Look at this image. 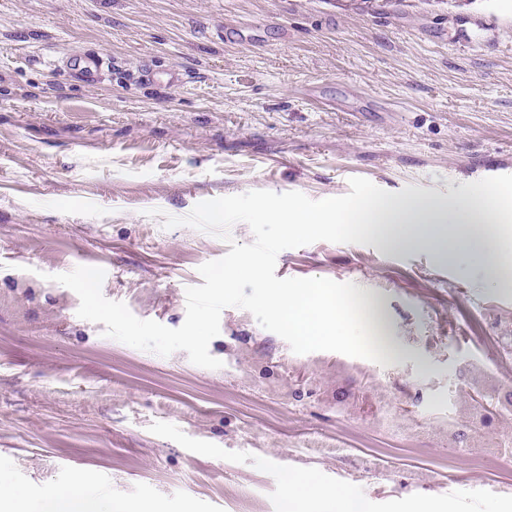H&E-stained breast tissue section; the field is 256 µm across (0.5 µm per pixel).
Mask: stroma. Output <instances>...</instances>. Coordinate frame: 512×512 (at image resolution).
I'll return each mask as SVG.
<instances>
[{
    "label": "stroma",
    "instance_id": "obj_1",
    "mask_svg": "<svg viewBox=\"0 0 512 512\" xmlns=\"http://www.w3.org/2000/svg\"><path fill=\"white\" fill-rule=\"evenodd\" d=\"M85 49L112 56L99 84L53 67ZM147 64L184 84L128 81ZM353 177L457 200L512 186V0H0V469L27 499L79 475L158 512H280L283 472L306 470L369 512H512L491 446L512 413L489 431L468 399L512 390V286L479 267L372 240L284 250L276 277L379 302L383 363L296 354L229 307L214 370L106 337L53 280L106 268L105 298L179 328L199 267L253 233L165 216L253 190L338 197Z\"/></svg>",
    "mask_w": 512,
    "mask_h": 512
}]
</instances>
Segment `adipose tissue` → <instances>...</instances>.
Listing matches in <instances>:
<instances>
[{
    "label": "adipose tissue",
    "mask_w": 512,
    "mask_h": 512,
    "mask_svg": "<svg viewBox=\"0 0 512 512\" xmlns=\"http://www.w3.org/2000/svg\"><path fill=\"white\" fill-rule=\"evenodd\" d=\"M273 219L288 236L311 237L326 228L363 235L388 249L420 247L452 264L479 260L493 284H501L512 266V192L474 188L462 201L454 199L381 197L372 193L353 201L333 203L317 211L301 205L258 212ZM282 512H359L349 488L323 487L314 474L294 471L285 481ZM0 512H151L148 505L118 501L98 492L81 478L71 489L47 493L31 507L24 492L0 471Z\"/></svg>",
    "instance_id": "adipose-tissue-1"
}]
</instances>
